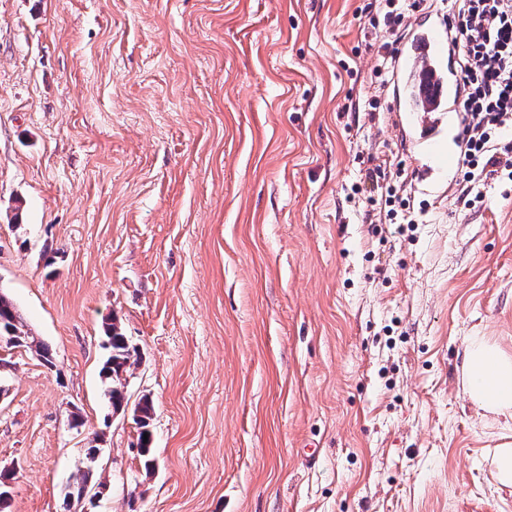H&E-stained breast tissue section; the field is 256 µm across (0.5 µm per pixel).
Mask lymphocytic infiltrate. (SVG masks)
<instances>
[{
  "label": "lymphocytic infiltrate",
  "instance_id": "obj_1",
  "mask_svg": "<svg viewBox=\"0 0 512 512\" xmlns=\"http://www.w3.org/2000/svg\"><path fill=\"white\" fill-rule=\"evenodd\" d=\"M448 26L459 41L464 192L478 202L486 180H512V0H452Z\"/></svg>",
  "mask_w": 512,
  "mask_h": 512
}]
</instances>
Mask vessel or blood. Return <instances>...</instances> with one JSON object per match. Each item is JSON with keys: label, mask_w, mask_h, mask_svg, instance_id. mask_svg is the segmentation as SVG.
<instances>
[{"label": "vessel or blood", "mask_w": 512, "mask_h": 512, "mask_svg": "<svg viewBox=\"0 0 512 512\" xmlns=\"http://www.w3.org/2000/svg\"><path fill=\"white\" fill-rule=\"evenodd\" d=\"M458 46L450 31L436 25L414 30L396 55L393 82L397 109L419 116L415 144L427 157L428 175L441 178L458 168L461 158L445 147L442 135L459 118L453 62Z\"/></svg>", "instance_id": "b4317fda"}]
</instances>
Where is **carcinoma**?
<instances>
[{"mask_svg":"<svg viewBox=\"0 0 512 512\" xmlns=\"http://www.w3.org/2000/svg\"><path fill=\"white\" fill-rule=\"evenodd\" d=\"M105 348L108 356L101 368V377L104 389L108 390L107 402L113 412H123L128 406L126 397L127 376L131 367L136 364L133 356L137 349L130 345L119 320L113 318L103 324ZM11 336L15 342L10 344L12 348H27L35 352L47 366H53L52 354L48 347L37 341L27 329L21 315L18 313L12 299L0 292V337ZM154 415V406L148 396H142L132 409V419L139 431L138 454L142 457L145 467L152 465L151 443L144 442V435L151 434L150 425ZM102 449L92 445L85 449L87 471L82 475L81 481L76 483L70 496H79L87 488L89 470L95 467L100 459Z\"/></svg>","mask_w":512,"mask_h":512,"instance_id":"1","label":"carcinoma"}]
</instances>
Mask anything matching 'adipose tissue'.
<instances>
[{"label":"adipose tissue","mask_w":512,"mask_h":512,"mask_svg":"<svg viewBox=\"0 0 512 512\" xmlns=\"http://www.w3.org/2000/svg\"><path fill=\"white\" fill-rule=\"evenodd\" d=\"M463 379L470 401L512 419V354L497 342L474 337L464 351Z\"/></svg>","instance_id":"adipose-tissue-1"}]
</instances>
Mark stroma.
Returning <instances> with one entry per match:
<instances>
[{"mask_svg":"<svg viewBox=\"0 0 512 512\" xmlns=\"http://www.w3.org/2000/svg\"><path fill=\"white\" fill-rule=\"evenodd\" d=\"M366 2L0 0V291L54 361L0 346L9 512H512V419L462 380L471 337L512 352V183L422 181L393 87L347 109ZM95 438L104 492L66 500ZM105 348L108 356L101 368V377L104 384V393L109 392L108 404L113 413L125 412L128 406L126 397L127 376L131 367L137 363L133 356H137V349L130 345L119 320L112 318L103 324ZM131 373L129 374V376ZM154 415L153 402L149 397H141L132 409V419L139 431L138 454L142 457L145 467L152 465L151 431L149 429ZM144 434H148L147 443H144ZM490 464L499 483L512 485V442L505 440L493 448Z\"/></svg>","mask_w":512,"mask_h":512,"instance_id":"stroma-1","label":"stroma"}]
</instances>
